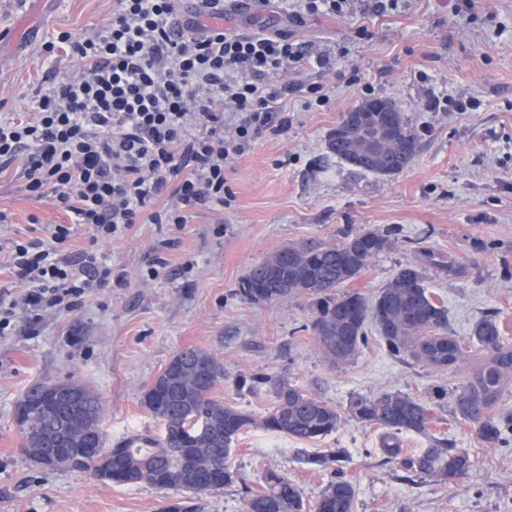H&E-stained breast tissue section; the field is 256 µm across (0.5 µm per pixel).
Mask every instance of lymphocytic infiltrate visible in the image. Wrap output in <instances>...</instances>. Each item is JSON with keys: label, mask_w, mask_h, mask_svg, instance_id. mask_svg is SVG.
I'll return each instance as SVG.
<instances>
[{"label": "lymphocytic infiltrate", "mask_w": 512, "mask_h": 512, "mask_svg": "<svg viewBox=\"0 0 512 512\" xmlns=\"http://www.w3.org/2000/svg\"><path fill=\"white\" fill-rule=\"evenodd\" d=\"M112 19L82 38L59 34L75 67L50 78L32 118L0 120V166L27 154L26 188L52 194L72 223L46 238L15 240L13 268L25 289L0 291V337L18 309L69 311L109 281L99 246L137 224H183L186 206H230L224 170L268 134L282 90L300 66L301 44L280 34L224 29V0H202L182 21L184 0H114ZM232 134H225L228 117ZM85 227L91 249L76 260L59 246Z\"/></svg>", "instance_id": "obj_1"}]
</instances>
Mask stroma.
Listing matches in <instances>:
<instances>
[{"instance_id": "35a3bbf8", "label": "stroma", "mask_w": 512, "mask_h": 512, "mask_svg": "<svg viewBox=\"0 0 512 512\" xmlns=\"http://www.w3.org/2000/svg\"><path fill=\"white\" fill-rule=\"evenodd\" d=\"M400 0L385 14L352 5L343 16L295 17L275 0L253 9L226 0L224 27L240 34L279 33L327 54L323 69L283 77L278 110L285 134L258 140L226 165L230 208L187 207L183 224H137L104 245L124 287L107 286L71 311L16 319L0 339V512H242L245 492L267 471L293 479L307 502L332 480L314 472L294 441L251 428L233 445L239 483L196 495L146 484L102 482L79 470L50 471L19 450L15 405L35 381L74 377L101 397L108 445L159 426L141 405L157 374L181 349L201 346L224 365L218 397L254 416L273 405L269 386L240 387L253 374L292 378L339 408L356 395L398 391L427 396L465 379L390 356L370 341L349 365L326 362L311 330L315 306L299 299L276 305L243 300L248 269L281 246L334 241L349 230L390 231L380 254L351 289L375 297L398 264L422 249L452 254L460 278L427 268L426 284L448 308L449 329L465 338L486 312L499 311L512 337V0ZM112 17V0H0V118L34 116L63 32L79 36ZM330 91L327 106H308L304 85ZM477 101L475 109L431 112L436 96ZM394 101L418 133L422 149L406 170L364 173L330 155L329 132L367 97ZM0 244L44 236L70 218L51 196L28 194L21 162L0 170ZM436 437L469 449L475 465L459 484L406 479L387 463L376 429L346 419L310 452L346 449L354 512H512V447L487 448L469 426L444 418Z\"/></svg>"}]
</instances>
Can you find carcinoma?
Segmentation results:
<instances>
[{
    "label": "carcinoma",
    "mask_w": 512,
    "mask_h": 512,
    "mask_svg": "<svg viewBox=\"0 0 512 512\" xmlns=\"http://www.w3.org/2000/svg\"><path fill=\"white\" fill-rule=\"evenodd\" d=\"M366 116L391 128L394 141L375 156L354 161L352 152L364 143L355 136L338 139L328 134L327 151L356 169L393 176L407 169L421 144L417 132L400 112H368ZM391 248L390 235L378 229L347 231L334 242L307 241L274 251L245 275L239 294L254 304H278L297 298L318 303L312 321L315 342L323 358L335 367L351 363L370 342L365 324L372 320L387 352L408 364H422L454 372L473 359L465 380L448 389L437 388L428 397L402 392H384L356 397L346 410L311 394L286 377H259L274 394V405L259 419L215 395L224 380V365L209 350L185 348L176 354L166 373L147 387L141 404L161 422L159 436L132 437L108 449L112 460L97 466L81 452L67 465L91 476L121 485L148 484L164 490L193 495L231 486L241 480L229 457L234 442L251 427L282 434L308 443L335 431L345 416L366 427L382 431L381 453L385 461L421 480L457 484L468 475L475 460L469 449L431 434L443 413L470 425L477 439L488 448L512 444V408L501 406L505 388L512 386V341L503 336L500 313H486L474 326L469 342L448 331V308L426 286L425 271L434 266L448 277L465 274L453 257H440L421 250L418 258L399 265L372 300L362 293L340 291L358 278L372 260ZM66 389L84 393L85 402L75 407L45 405L38 384L26 389L15 406L14 422L19 445L54 447L57 429L80 414L93 424L98 447H106L101 428L104 407L98 394L80 380H60ZM428 438L425 448H404L402 433ZM296 453L302 463L317 472L332 471L334 480L314 504L304 500L297 483L275 470L265 474L264 485L250 490L244 512H353L355 487L347 478V452L332 448L307 455ZM213 466L224 472L215 486L197 482L187 467Z\"/></svg>",
    "instance_id": "carcinoma-1"
}]
</instances>
